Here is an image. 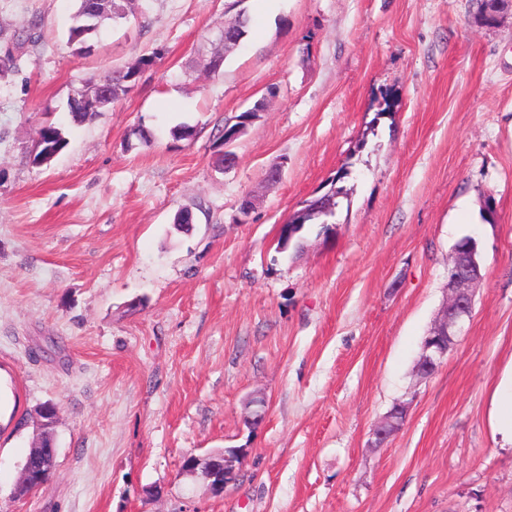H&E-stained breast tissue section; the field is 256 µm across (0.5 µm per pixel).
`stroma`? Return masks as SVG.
I'll return each instance as SVG.
<instances>
[{
  "label": "stroma",
  "mask_w": 512,
  "mask_h": 512,
  "mask_svg": "<svg viewBox=\"0 0 512 512\" xmlns=\"http://www.w3.org/2000/svg\"><path fill=\"white\" fill-rule=\"evenodd\" d=\"M230 2L141 0L80 55L76 0H0L6 31L40 23L0 83V512H512V437L492 419L512 374V13L486 28L480 0H246L241 46L218 75L192 71ZM151 53L111 109L69 121L76 89ZM262 98L224 168L225 121ZM50 122L68 144L33 166ZM341 170L332 230L282 246ZM466 236L473 318L419 382ZM47 402L56 468L20 496ZM227 448L244 455L221 493L183 468ZM336 190H334V187L330 189L327 193L320 197L313 198L311 200H307L301 209L297 210L292 216L291 219L293 223L295 224H283L281 227H284L285 225H288L285 234L283 237V242L288 243L297 233L295 231L296 225H299L301 229L303 228L304 224L306 223H313L312 220H315L316 218L312 217V212L315 208L318 206H325L326 204L333 205L335 208H337L340 204V197L344 198L347 195L346 190L343 187H335ZM409 405L410 402L407 400L396 402L394 409L374 426L371 432L373 447H383L389 438L401 428L406 419Z\"/></svg>",
  "instance_id": "1"
}]
</instances>
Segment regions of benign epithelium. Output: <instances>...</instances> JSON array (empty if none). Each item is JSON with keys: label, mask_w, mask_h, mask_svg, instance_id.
Here are the masks:
<instances>
[{"label": "benign epithelium", "mask_w": 512, "mask_h": 512, "mask_svg": "<svg viewBox=\"0 0 512 512\" xmlns=\"http://www.w3.org/2000/svg\"><path fill=\"white\" fill-rule=\"evenodd\" d=\"M509 10V5L500 0H490L485 11V26L495 25L500 15ZM482 280L481 267L477 256V242L467 240L453 248L448 263V294L437 316L425 337L420 354L413 369L414 375L420 379L430 377L448 356L458 336L461 335L467 321L472 317L474 287ZM410 402L407 400L395 403L384 419L374 426L371 432L372 445L375 448L384 446L389 438L403 425ZM221 465L207 463L210 488L219 492L224 489V473L236 469L238 457L235 455L218 454Z\"/></svg>", "instance_id": "7a95c632"}]
</instances>
